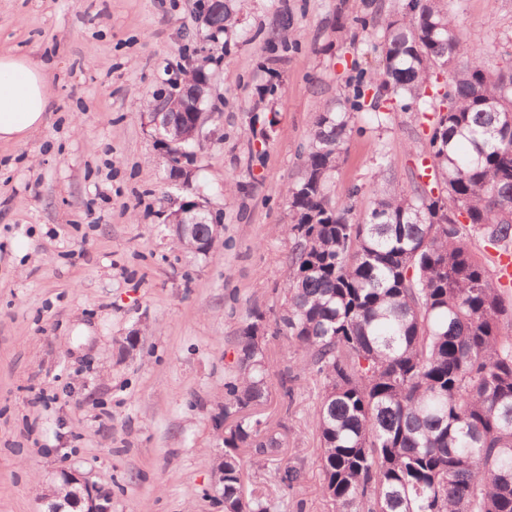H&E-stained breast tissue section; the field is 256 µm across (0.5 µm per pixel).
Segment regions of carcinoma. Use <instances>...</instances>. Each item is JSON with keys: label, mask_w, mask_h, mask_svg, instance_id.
<instances>
[{"label": "carcinoma", "mask_w": 512, "mask_h": 512, "mask_svg": "<svg viewBox=\"0 0 512 512\" xmlns=\"http://www.w3.org/2000/svg\"><path fill=\"white\" fill-rule=\"evenodd\" d=\"M204 35L236 23L235 0H203ZM377 68L353 96L318 113L292 214L286 307L277 333L299 373L320 383L314 412L322 490L335 512H512V313L465 242V224L498 249L512 245V70H490L448 19L445 0H407L388 21ZM380 92L366 103L373 83ZM439 105L426 100L427 88ZM428 127L425 154L443 189L383 184L360 220L327 183L356 112L394 102ZM262 312L238 341L224 383V512H272L242 492L240 451L264 456L278 438L248 411L268 388L256 342Z\"/></svg>", "instance_id": "carcinoma-1"}]
</instances>
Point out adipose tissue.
I'll list each match as a JSON object with an SVG mask.
<instances>
[{
	"instance_id": "adipose-tissue-1",
	"label": "adipose tissue",
	"mask_w": 512,
	"mask_h": 512,
	"mask_svg": "<svg viewBox=\"0 0 512 512\" xmlns=\"http://www.w3.org/2000/svg\"><path fill=\"white\" fill-rule=\"evenodd\" d=\"M48 106L43 67L23 56L0 53V143L23 141L38 130Z\"/></svg>"
}]
</instances>
